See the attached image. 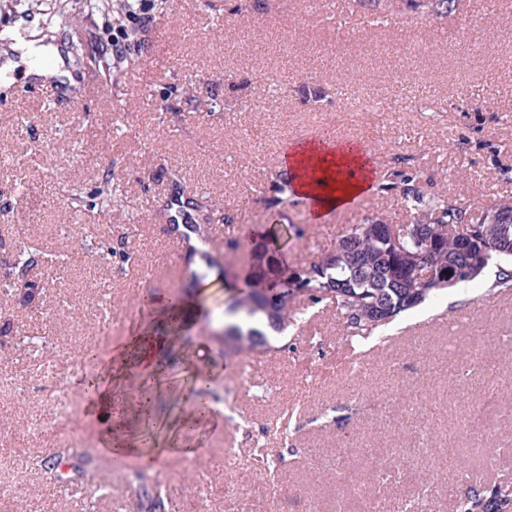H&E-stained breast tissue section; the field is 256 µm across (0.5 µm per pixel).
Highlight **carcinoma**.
Masks as SVG:
<instances>
[{
    "mask_svg": "<svg viewBox=\"0 0 512 512\" xmlns=\"http://www.w3.org/2000/svg\"><path fill=\"white\" fill-rule=\"evenodd\" d=\"M426 13L446 15L456 9V0H410ZM201 76H185L183 92L190 102L200 101ZM169 189L164 201L167 227L164 232L184 245L186 273L180 292L174 295L172 307L181 308L191 293L209 279L210 272L224 281V287L237 292L224 308V318L208 331L209 338L224 358L244 350L255 351L269 344L273 334L281 335L298 321L292 312L297 295L289 293L295 277L302 276L308 302L317 306L334 304L340 309L346 334L350 337H370L377 329L391 323L400 313L410 310L430 295L445 289L448 269H467L461 280H470L488 266L485 249L499 243L504 237L512 241V198L499 201L492 207L508 219V227L488 224L475 219L467 209L444 196L424 193L423 183L431 182V175L419 167L388 169L378 177L376 190L385 195L400 191L407 212V223L400 225V245L389 239L390 228L383 218L357 225L337 248L322 255L318 261L301 270L283 264L274 242L262 245L248 244L251 256L248 268L241 273L224 270L221 254L211 249L212 213L217 211L204 196L188 192L177 171L169 173ZM272 205L284 202V196L293 193L288 172L277 175ZM98 201L89 212L104 218L112 210L121 209L126 200L120 185L105 179L98 188ZM480 224L479 241L464 242L446 226L455 228ZM100 257L106 263L122 270L132 260L125 237L100 245ZM498 278L494 288H512V247L500 253ZM49 261V255L24 245L17 246L0 275V288L14 301L18 313L33 308V295L43 296V287L30 279L33 268ZM429 264L436 274V282L424 284L417 272V262ZM84 374L90 383L88 395L96 391L98 380V352L86 347L80 353ZM456 512H512V494L500 491L489 494L488 488L467 487L456 500Z\"/></svg>",
    "mask_w": 512,
    "mask_h": 512,
    "instance_id": "carcinoma-1",
    "label": "carcinoma"
}]
</instances>
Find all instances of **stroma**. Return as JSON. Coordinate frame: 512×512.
I'll list each match as a JSON object with an SVG mask.
<instances>
[{
	"instance_id": "obj_1",
	"label": "stroma",
	"mask_w": 512,
	"mask_h": 512,
	"mask_svg": "<svg viewBox=\"0 0 512 512\" xmlns=\"http://www.w3.org/2000/svg\"><path fill=\"white\" fill-rule=\"evenodd\" d=\"M237 2L214 0L208 23L199 0H158L152 21L129 31L139 62L108 71L112 32L126 23L122 0H101L93 11L86 0H0V30L55 49L58 78L82 92L56 106L45 92L9 95L0 78V96L10 97L0 107V210L21 216L0 219V238L68 253L40 278L43 306L17 321L29 335L49 336L55 367L41 353L1 345L0 377L13 391L0 396V422L34 436L21 455L74 449L84 458L64 489L30 466H12L0 475V512H130L143 487L161 495L162 512H454L466 484L512 491V289H492V265L362 344L347 337L336 309L305 307L270 348L220 361L205 323L231 293L212 281L185 304L191 341L154 382L158 416L131 427L173 455L150 465L100 447L102 426L73 381L82 372L74 353L91 346L105 360L135 336L163 333L180 286L169 273L184 268L182 247L163 232L164 169L179 170L186 190L234 214L233 228L216 224L212 236L236 270L246 253L230 242L244 234L282 230L284 259L304 268L376 214L404 223L396 193L370 194L318 220L296 195L272 205L283 147L315 133L362 143L379 172L410 158L434 176L426 192L476 216L512 198V0H457L441 16L381 0L373 17L350 11V0H329L344 18L338 31L308 16L309 0H268L241 15ZM53 14L68 27H48ZM174 57L216 80L208 104L223 123H200L183 102L172 112L150 109L147 90L165 95L183 81L181 67L168 65ZM263 70L273 83L261 82ZM422 89L426 97L410 100ZM365 96L381 111H356ZM31 136L40 152L16 173ZM109 172L129 205L88 224L85 208H70L60 188L89 196ZM295 224L305 236L293 234ZM120 233L133 261L118 271L96 251ZM159 262L167 274L139 287L142 269ZM147 292L150 313L141 306ZM197 370L214 379L223 427L181 423ZM481 398L483 413L473 416ZM450 452L461 470L441 467Z\"/></svg>"
}]
</instances>
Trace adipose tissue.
Masks as SVG:
<instances>
[{"mask_svg": "<svg viewBox=\"0 0 512 512\" xmlns=\"http://www.w3.org/2000/svg\"><path fill=\"white\" fill-rule=\"evenodd\" d=\"M282 163L293 178L295 194L311 200L312 215L317 219L350 203L369 187V154L361 144L351 141H293L287 145ZM135 366L153 369L152 355L136 357L127 350H115L105 373L99 377L98 389L91 403L98 406L106 422L102 436L104 447L128 455L142 453L151 462L166 456V449H144L140 438L129 435V425L121 421V408L116 401V390L121 380Z\"/></svg>", "mask_w": 512, "mask_h": 512, "instance_id": "adipose-tissue-1", "label": "adipose tissue"}]
</instances>
